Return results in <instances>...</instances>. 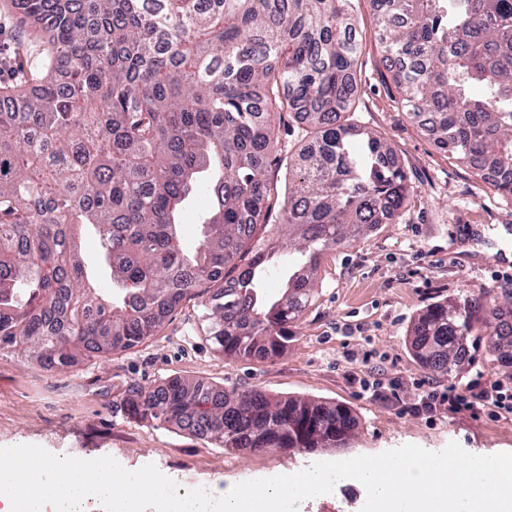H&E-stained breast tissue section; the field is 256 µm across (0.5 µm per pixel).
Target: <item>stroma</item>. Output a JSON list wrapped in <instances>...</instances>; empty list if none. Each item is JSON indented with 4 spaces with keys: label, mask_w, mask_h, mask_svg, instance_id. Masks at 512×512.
I'll list each match as a JSON object with an SVG mask.
<instances>
[{
    "label": "stroma",
    "mask_w": 512,
    "mask_h": 512,
    "mask_svg": "<svg viewBox=\"0 0 512 512\" xmlns=\"http://www.w3.org/2000/svg\"><path fill=\"white\" fill-rule=\"evenodd\" d=\"M352 13L363 44L352 120L389 143L409 196L390 223L323 256L312 301L292 329L286 354L271 363L224 358L208 339L206 310L195 299L183 302L138 347L73 368L48 369L2 350L0 447L38 445L87 460L110 456L130 471L152 463L179 486L227 489L262 474H293L324 460L405 444L438 451L455 441L474 454L512 453V415L402 413L360 388L373 367L383 382L398 383L410 403L420 382L463 389L481 375L512 387V367L491 361L485 342L471 348V364L449 376L422 367L409 350L411 327L423 308L486 292L502 302L512 297V263L493 259L499 250L512 251V238L500 234L501 226L512 225V199L439 150L410 118L382 64L369 0H352ZM30 30L15 0H0L1 89L19 83L13 47ZM175 375L228 390L258 388L343 403L359 427L345 448L235 452L113 412V400L128 385L153 387Z\"/></svg>",
    "instance_id": "stroma-1"
}]
</instances>
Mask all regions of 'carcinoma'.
<instances>
[{"instance_id":"1","label":"carcinoma","mask_w":512,"mask_h":512,"mask_svg":"<svg viewBox=\"0 0 512 512\" xmlns=\"http://www.w3.org/2000/svg\"><path fill=\"white\" fill-rule=\"evenodd\" d=\"M47 48L0 91V351L46 368L126 352L198 299L230 360L288 351L320 258L404 206L391 146L351 122L362 44L351 0H18ZM382 62L438 149L512 198V0H370ZM295 116L304 144L273 151ZM288 191L272 202L275 169ZM205 184L212 208L194 251L181 205ZM278 208L288 241L260 232ZM92 231L112 291L95 287L79 235ZM301 250L278 298L261 282L284 244ZM484 338L512 363V300L486 292L417 316L410 348L456 374ZM125 416L171 425L217 448H342L358 427L344 404L174 376L131 384Z\"/></svg>"}]
</instances>
